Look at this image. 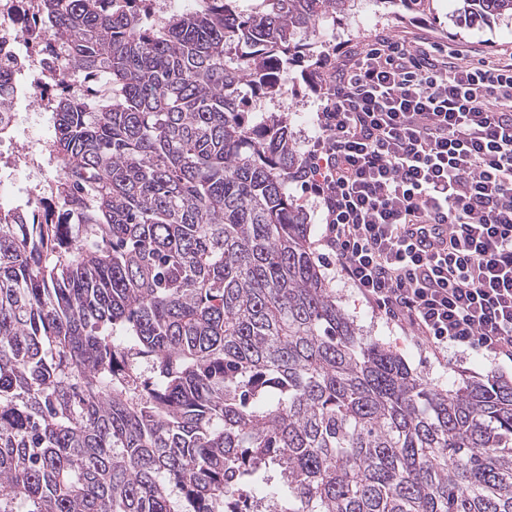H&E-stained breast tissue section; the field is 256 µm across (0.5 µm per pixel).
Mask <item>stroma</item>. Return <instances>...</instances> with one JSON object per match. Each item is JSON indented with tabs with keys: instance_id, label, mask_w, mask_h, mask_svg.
<instances>
[{
	"instance_id": "35a3bbf8",
	"label": "stroma",
	"mask_w": 512,
	"mask_h": 512,
	"mask_svg": "<svg viewBox=\"0 0 512 512\" xmlns=\"http://www.w3.org/2000/svg\"><path fill=\"white\" fill-rule=\"evenodd\" d=\"M457 9V0H433L431 15L413 21L391 14L378 0H361L355 16L336 25V37L333 42L318 44L316 50L321 56L335 58L346 43L366 40L372 31L379 27L395 30L424 28L431 33L437 43L444 45L461 38L488 45L512 42V18H500L468 27L459 23ZM286 89L283 102L292 108L291 132L294 140L300 143L305 137L314 136L316 133L313 124L316 96L300 77L289 80ZM291 191L307 210L311 224V239L316 244L318 260L330 280L337 304L354 320L364 336L390 346L402 356L414 373L423 375L433 387L455 388L465 376L476 379L492 376L512 381V364L494 363L483 354L474 351L468 352L462 361L453 354L447 359H438L410 331L400 329L372 309L358 291L340 276L334 256L321 246L325 226L315 199L304 193L299 186H292Z\"/></svg>"
}]
</instances>
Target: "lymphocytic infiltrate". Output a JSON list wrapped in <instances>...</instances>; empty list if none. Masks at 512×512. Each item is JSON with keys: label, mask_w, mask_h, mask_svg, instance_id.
<instances>
[{"label": "lymphocytic infiltrate", "mask_w": 512, "mask_h": 512, "mask_svg": "<svg viewBox=\"0 0 512 512\" xmlns=\"http://www.w3.org/2000/svg\"><path fill=\"white\" fill-rule=\"evenodd\" d=\"M329 67L298 180L342 276L436 354L512 361V43L383 28Z\"/></svg>", "instance_id": "f902f5d3"}]
</instances>
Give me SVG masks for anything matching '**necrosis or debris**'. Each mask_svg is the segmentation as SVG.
Segmentation results:
<instances>
[{
  "label": "necrosis or debris",
  "mask_w": 512,
  "mask_h": 512,
  "mask_svg": "<svg viewBox=\"0 0 512 512\" xmlns=\"http://www.w3.org/2000/svg\"><path fill=\"white\" fill-rule=\"evenodd\" d=\"M42 0H0V188L23 198L29 183L49 180L62 165L49 161L45 118L65 94L92 96L99 75L65 62L61 45L41 24Z\"/></svg>",
  "instance_id": "necrosis-or-debris-1"
}]
</instances>
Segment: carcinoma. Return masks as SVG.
<instances>
[{"label":"carcinoma","instance_id":"1","mask_svg":"<svg viewBox=\"0 0 512 512\" xmlns=\"http://www.w3.org/2000/svg\"><path fill=\"white\" fill-rule=\"evenodd\" d=\"M43 2L108 88L58 102L62 174L0 214V512H512V384L435 389L362 336L288 191L290 112L251 120L355 0Z\"/></svg>","mask_w":512,"mask_h":512}]
</instances>
